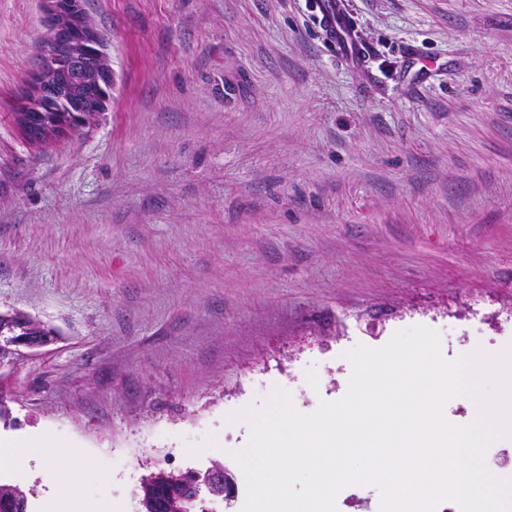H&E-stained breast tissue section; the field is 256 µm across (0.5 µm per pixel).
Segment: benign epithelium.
<instances>
[{"label":"benign epithelium","instance_id":"benign-epithelium-1","mask_svg":"<svg viewBox=\"0 0 512 512\" xmlns=\"http://www.w3.org/2000/svg\"><path fill=\"white\" fill-rule=\"evenodd\" d=\"M47 35L40 45L38 73L21 98L17 108V124L33 141L35 119L55 111L52 101L62 103L69 91L65 83L47 77L53 70H61L77 82L97 87L112 88V68L101 33L90 20L85 0H43ZM55 341L53 336H28L15 327L0 336V343L13 356L0 362V387L8 389L11 371L21 362L39 355ZM236 483L224 466L213 464L205 469L182 472L180 496L184 512H195L201 492L226 501L234 497Z\"/></svg>","mask_w":512,"mask_h":512}]
</instances>
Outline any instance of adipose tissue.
I'll return each mask as SVG.
<instances>
[{
	"label": "adipose tissue",
	"instance_id": "obj_1",
	"mask_svg": "<svg viewBox=\"0 0 512 512\" xmlns=\"http://www.w3.org/2000/svg\"><path fill=\"white\" fill-rule=\"evenodd\" d=\"M41 458L49 470L65 474V484L59 485L56 490L57 497H65L85 481V472L76 470L71 464L69 449L59 447L49 441L33 438L24 441H0V466L13 470L26 468L33 458Z\"/></svg>",
	"mask_w": 512,
	"mask_h": 512
}]
</instances>
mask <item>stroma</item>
<instances>
[{
  "label": "stroma",
  "mask_w": 512,
  "mask_h": 512,
  "mask_svg": "<svg viewBox=\"0 0 512 512\" xmlns=\"http://www.w3.org/2000/svg\"><path fill=\"white\" fill-rule=\"evenodd\" d=\"M315 0H88L112 99L34 146L13 113L41 0H0V312L55 330L11 377L0 438L90 471L66 512H140L157 471H233L229 414L314 412L346 351L399 330L512 344V0H348L353 66ZM46 512L45 469H0Z\"/></svg>",
  "instance_id": "stroma-1"
}]
</instances>
